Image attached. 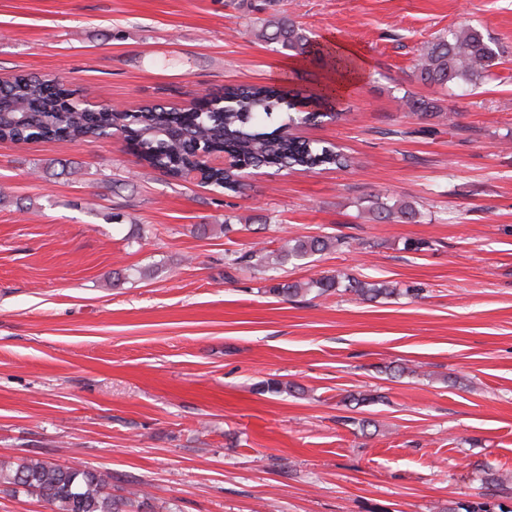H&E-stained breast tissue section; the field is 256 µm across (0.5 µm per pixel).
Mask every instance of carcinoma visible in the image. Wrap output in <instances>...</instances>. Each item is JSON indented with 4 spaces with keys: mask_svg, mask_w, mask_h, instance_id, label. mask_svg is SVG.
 <instances>
[{
    "mask_svg": "<svg viewBox=\"0 0 512 512\" xmlns=\"http://www.w3.org/2000/svg\"><path fill=\"white\" fill-rule=\"evenodd\" d=\"M265 5L272 12L256 18L257 36L296 56L306 53L311 45L307 30L276 9L277 0H266ZM498 57L499 52L479 29L467 27L450 30L427 42L415 69L417 78L430 86H472L492 79ZM69 96V89L37 76L18 75L4 83L0 86V141L58 138L93 143L120 131L135 144L149 166L163 168L174 178L182 177L185 169L198 163L201 150L228 153L236 160V166L212 171L208 179L215 187L229 191L244 186L242 173L246 169L306 171L333 166L347 170L354 164L349 155L335 146H317L293 137V126L316 122L325 114L309 112L303 119L290 115V93L273 85L228 87L224 89L223 103L203 112L161 105L136 112L104 105L95 112H86L78 104L67 106ZM401 100L409 111L422 118L443 116V109L434 100L409 93ZM368 211L377 221L414 222L419 216V210L412 204H390L379 195ZM350 246L347 237L303 236L288 240L273 251L235 252L228 258V265L263 274L271 266L295 265ZM312 291L317 297L340 292L362 302L399 294L397 288L386 282L371 283L340 272L304 284L284 282L264 289V293L287 301ZM0 486L12 491L21 488L54 504L57 512H126L138 496L136 492L130 497L112 494V476L108 473L64 467L39 458L0 462Z\"/></svg>",
    "mask_w": 512,
    "mask_h": 512,
    "instance_id": "obj_1",
    "label": "carcinoma"
}]
</instances>
